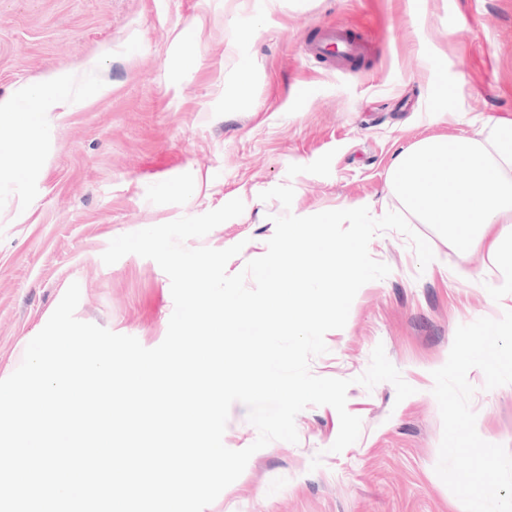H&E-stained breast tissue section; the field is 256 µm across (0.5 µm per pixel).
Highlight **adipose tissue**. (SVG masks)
Masks as SVG:
<instances>
[{
    "mask_svg": "<svg viewBox=\"0 0 512 512\" xmlns=\"http://www.w3.org/2000/svg\"><path fill=\"white\" fill-rule=\"evenodd\" d=\"M68 83L56 78L23 85L15 99L0 101V151L17 144L35 147L53 112L65 111ZM512 169V122L497 125L483 139L445 138L420 141L394 162L388 186L428 224L454 225L460 237L481 227L489 260L497 275L483 288L512 298V196L499 187L504 170Z\"/></svg>",
    "mask_w": 512,
    "mask_h": 512,
    "instance_id": "1",
    "label": "adipose tissue"
}]
</instances>
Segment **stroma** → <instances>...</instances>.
Wrapping results in <instances>:
<instances>
[{
    "label": "stroma",
    "mask_w": 512,
    "mask_h": 512,
    "mask_svg": "<svg viewBox=\"0 0 512 512\" xmlns=\"http://www.w3.org/2000/svg\"><path fill=\"white\" fill-rule=\"evenodd\" d=\"M327 23L366 51L344 69L304 55ZM59 73L83 88L54 113L28 175L0 155V378L21 364L71 283L78 320L165 338L170 279L148 258L112 265L114 237L198 216L238 198L243 213L190 248L263 256L275 216L369 204L404 211L387 186L397 157L432 136H475L512 121V0H0V99ZM292 186L291 207L261 192ZM407 221L431 245L420 267L410 240L369 243L391 272L357 293L344 328L328 331L313 375L350 380L358 440L331 452L337 411L310 406L299 440L271 442L205 512H463L434 471L442 437L433 370L459 325L500 318L512 300L484 294L494 273L483 244L443 224ZM415 392L356 384L376 345ZM470 405L486 441L512 451V384L485 389L471 369Z\"/></svg>",
    "instance_id": "35a3bbf8"
}]
</instances>
